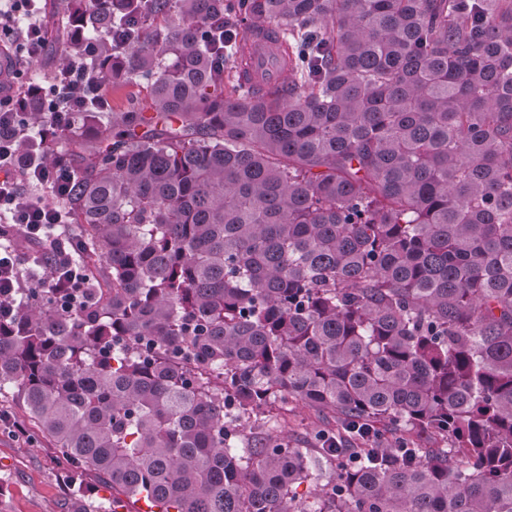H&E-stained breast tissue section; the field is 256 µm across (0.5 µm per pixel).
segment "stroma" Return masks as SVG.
I'll return each mask as SVG.
<instances>
[{"mask_svg":"<svg viewBox=\"0 0 512 512\" xmlns=\"http://www.w3.org/2000/svg\"><path fill=\"white\" fill-rule=\"evenodd\" d=\"M0 412L10 417L0 422V512H146L144 500L112 490L92 473L72 483L56 442L32 427L13 389L0 390ZM268 417V431L303 448L316 431L337 427L330 415L293 400L275 404Z\"/></svg>","mask_w":512,"mask_h":512,"instance_id":"35a3bbf8","label":"stroma"}]
</instances>
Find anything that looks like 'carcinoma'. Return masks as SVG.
<instances>
[{
	"instance_id": "cac0c4a2",
	"label": "carcinoma",
	"mask_w": 512,
	"mask_h": 512,
	"mask_svg": "<svg viewBox=\"0 0 512 512\" xmlns=\"http://www.w3.org/2000/svg\"><path fill=\"white\" fill-rule=\"evenodd\" d=\"M56 41L146 89L32 144L69 157L98 278L15 292L0 389L71 480L158 512H512V0H65ZM290 398L341 432L243 441Z\"/></svg>"
}]
</instances>
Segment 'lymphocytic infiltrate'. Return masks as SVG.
Listing matches in <instances>:
<instances>
[{"mask_svg": "<svg viewBox=\"0 0 512 512\" xmlns=\"http://www.w3.org/2000/svg\"><path fill=\"white\" fill-rule=\"evenodd\" d=\"M39 0H0V30L16 35L20 47L16 68L39 59L48 42V32L40 18ZM105 83L102 73L91 74L74 59L64 60L53 74L54 98L44 108L37 126L17 117L26 99L40 95L35 85L25 84L0 98V223L18 226L33 243H50V268L45 287L65 289L64 303L77 302L89 275L75 263L68 246L70 237L59 235L69 215L61 204L68 192L70 165L67 157H53L22 151V144L46 138L73 126L89 97H100ZM40 188V195L25 192V185ZM23 274L13 253L11 239L0 237V318L12 316V294L22 287Z\"/></svg>", "mask_w": 512, "mask_h": 512, "instance_id": "lymphocytic-infiltrate-1", "label": "lymphocytic infiltrate"}]
</instances>
